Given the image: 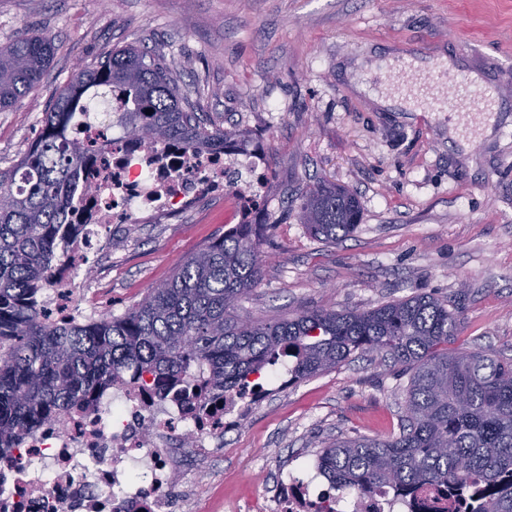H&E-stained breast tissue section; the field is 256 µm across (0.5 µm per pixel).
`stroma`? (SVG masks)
Masks as SVG:
<instances>
[{"instance_id":"1","label":"stroma","mask_w":512,"mask_h":512,"mask_svg":"<svg viewBox=\"0 0 512 512\" xmlns=\"http://www.w3.org/2000/svg\"><path fill=\"white\" fill-rule=\"evenodd\" d=\"M50 33L56 54L35 99L0 111V171L35 143L74 71L135 44L172 63L205 121L250 131L269 156L264 271L240 315L259 321L334 306L367 310L415 293L459 311L454 349H512V0H0V44ZM409 55L449 58L498 88L500 122L462 154L444 112H383L366 80ZM319 180L359 200L336 242L296 215ZM234 197L151 224L113 225L77 297L122 314L177 263L231 231ZM407 378L358 356L260 404L224 444L181 469L175 499L199 512L252 502L300 474L322 441L397 423Z\"/></svg>"}]
</instances>
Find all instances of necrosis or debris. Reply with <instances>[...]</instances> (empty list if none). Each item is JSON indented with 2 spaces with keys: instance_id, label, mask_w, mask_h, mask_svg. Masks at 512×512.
Masks as SVG:
<instances>
[{
  "instance_id": "obj_1",
  "label": "necrosis or debris",
  "mask_w": 512,
  "mask_h": 512,
  "mask_svg": "<svg viewBox=\"0 0 512 512\" xmlns=\"http://www.w3.org/2000/svg\"><path fill=\"white\" fill-rule=\"evenodd\" d=\"M116 99L76 125L75 134L97 152L91 214L73 238L67 267L47 282L51 306L71 310L72 272L91 266L101 234L112 224H137L173 212H190L205 196L233 193L239 223L264 203L266 169L251 150L235 146L217 153L131 145L116 131ZM288 383L278 363L262 384L226 391L223 401L198 404L150 383L129 379L105 389L99 403L47 423L0 456V512H173L174 451L192 438L193 450L214 447L227 429L241 425L249 409ZM308 479L281 480L271 500L248 512H459L454 493L425 488L399 497L380 491L350 497L318 483L319 466L309 462Z\"/></svg>"
}]
</instances>
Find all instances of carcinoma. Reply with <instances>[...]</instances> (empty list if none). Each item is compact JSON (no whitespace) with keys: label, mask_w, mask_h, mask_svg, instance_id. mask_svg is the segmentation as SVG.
I'll return each mask as SVG.
<instances>
[{"label":"carcinoma","mask_w":512,"mask_h":512,"mask_svg":"<svg viewBox=\"0 0 512 512\" xmlns=\"http://www.w3.org/2000/svg\"><path fill=\"white\" fill-rule=\"evenodd\" d=\"M54 53L47 33L0 46V110L38 88ZM115 93L136 140L221 150L248 136L207 123L171 66L137 47L81 67L56 92L33 149L0 172V198H10L0 204V453L132 370L159 389L182 384L217 400L282 361L303 380L376 353L408 376L397 431L326 443L318 455L326 478L359 496L472 485V512H512V356L448 350L459 315L446 299L416 294L362 311L244 319L236 310L262 280L263 238L259 225L240 224L119 316L80 323L44 313L38 296L90 190L91 152L72 129L94 99ZM298 219L314 238L334 242L353 232L360 206L323 181L301 194Z\"/></svg>","instance_id":"cac0c4a2"}]
</instances>
